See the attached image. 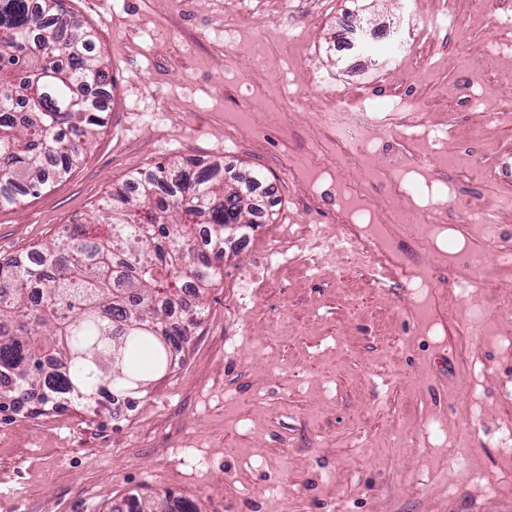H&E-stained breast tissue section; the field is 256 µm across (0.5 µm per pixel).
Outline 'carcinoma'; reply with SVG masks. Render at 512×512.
I'll list each match as a JSON object with an SVG mask.
<instances>
[{
    "instance_id": "obj_1",
    "label": "carcinoma",
    "mask_w": 512,
    "mask_h": 512,
    "mask_svg": "<svg viewBox=\"0 0 512 512\" xmlns=\"http://www.w3.org/2000/svg\"><path fill=\"white\" fill-rule=\"evenodd\" d=\"M66 0H0V205L69 174L104 127L108 75ZM257 171L200 160L157 164L113 190L101 213L64 226L35 261L0 262V401L20 411L99 406L172 364L224 265V225L251 226ZM128 512H201L132 497Z\"/></svg>"
}]
</instances>
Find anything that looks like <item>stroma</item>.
<instances>
[{
	"instance_id": "obj_1",
	"label": "stroma",
	"mask_w": 512,
	"mask_h": 512,
	"mask_svg": "<svg viewBox=\"0 0 512 512\" xmlns=\"http://www.w3.org/2000/svg\"><path fill=\"white\" fill-rule=\"evenodd\" d=\"M218 2L68 0L109 75L105 125L69 175L0 207V258L84 222L135 172L189 157L260 171L265 216L131 407L0 410V512H124L168 494L202 512H512V269L496 263L512 207L481 227L460 211L512 198V0H242L228 15ZM444 12L463 39L423 35ZM354 19L381 33L372 63L336 52ZM309 65L339 95H376L352 160L336 159ZM420 102L448 137L403 173L411 196L389 187L378 147ZM146 111L164 139L143 135ZM297 182L339 201L308 206ZM342 207L385 237L396 268L378 278L336 251L305 265V231L335 230ZM419 218L424 240L408 230ZM277 244L287 259L273 268ZM469 249L481 269L453 261Z\"/></svg>"
}]
</instances>
